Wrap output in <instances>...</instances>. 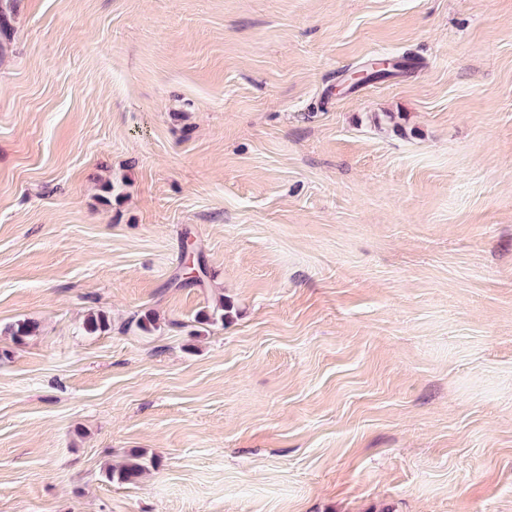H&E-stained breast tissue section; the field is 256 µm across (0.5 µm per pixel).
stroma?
Listing matches in <instances>:
<instances>
[{
	"instance_id": "35a3bbf8",
	"label": "stroma",
	"mask_w": 512,
	"mask_h": 512,
	"mask_svg": "<svg viewBox=\"0 0 512 512\" xmlns=\"http://www.w3.org/2000/svg\"><path fill=\"white\" fill-rule=\"evenodd\" d=\"M11 24L0 512H512V0ZM146 469L144 454L132 451L121 464L108 468L107 477L109 480L118 483L134 484L141 478Z\"/></svg>"
}]
</instances>
